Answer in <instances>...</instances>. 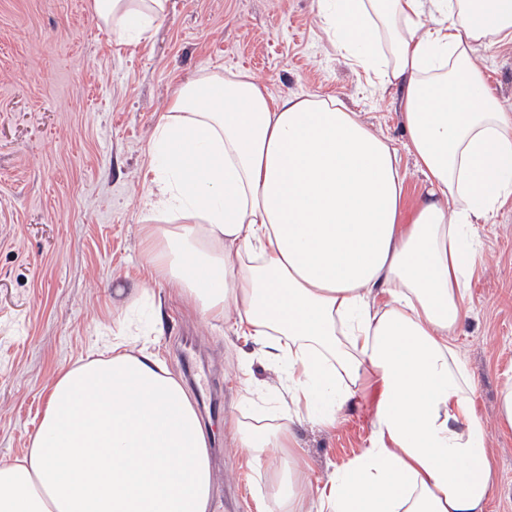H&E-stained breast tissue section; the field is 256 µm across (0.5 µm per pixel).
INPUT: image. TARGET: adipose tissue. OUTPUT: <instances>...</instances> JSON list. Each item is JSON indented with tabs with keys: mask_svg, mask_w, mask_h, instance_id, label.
Returning <instances> with one entry per match:
<instances>
[{
	"mask_svg": "<svg viewBox=\"0 0 512 512\" xmlns=\"http://www.w3.org/2000/svg\"><path fill=\"white\" fill-rule=\"evenodd\" d=\"M168 0H93L138 38ZM367 83L403 90L426 192L336 99L269 95L238 71L191 80L156 128L147 277L250 337L278 372L271 429L233 423L249 465L283 449L260 512H488L498 475L457 344L477 227L512 199V111L475 51L512 41V0H317ZM369 448L318 496L290 425L330 427L368 388ZM209 443L179 380L126 332L62 369L26 454L0 465V512H211Z\"/></svg>",
	"mask_w": 512,
	"mask_h": 512,
	"instance_id": "ef3b65f1",
	"label": "adipose tissue"
}]
</instances>
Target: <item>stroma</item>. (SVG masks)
Wrapping results in <instances>:
<instances>
[{"mask_svg": "<svg viewBox=\"0 0 512 512\" xmlns=\"http://www.w3.org/2000/svg\"><path fill=\"white\" fill-rule=\"evenodd\" d=\"M489 85L512 109V41L476 50ZM251 73L272 95L333 97L386 137L406 174V206L424 194L405 144L396 87L373 89L328 42L316 0H169L167 14L130 40L99 24L92 0H0V463L22 457L58 372L102 337L139 321L191 400L216 395L204 427L213 512H257L279 451L248 467L229 424L250 421L244 383L274 374L252 341L206 319L161 278L145 280V174L156 126L181 85ZM482 263L457 341L499 474L489 512H512V433L497 405L512 382V201L479 227ZM147 300L128 307L126 291ZM370 400L335 426H291L293 451L326 481L370 445Z\"/></svg>", "mask_w": 512, "mask_h": 512, "instance_id": "obj_1", "label": "stroma"}]
</instances>
